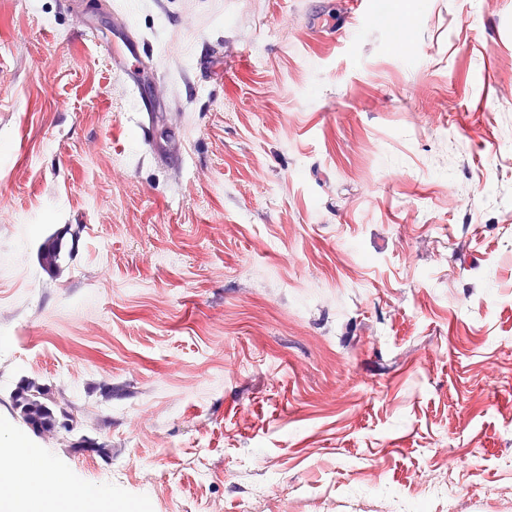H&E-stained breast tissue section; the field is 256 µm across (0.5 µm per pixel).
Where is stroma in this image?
<instances>
[{"instance_id":"obj_1","label":"stroma","mask_w":512,"mask_h":512,"mask_svg":"<svg viewBox=\"0 0 512 512\" xmlns=\"http://www.w3.org/2000/svg\"><path fill=\"white\" fill-rule=\"evenodd\" d=\"M368 2L337 43L344 0H0V456L37 455L14 480L117 512H401L449 466L464 512H512V0ZM116 9L157 72L151 150ZM30 377L73 433L12 417Z\"/></svg>"}]
</instances>
